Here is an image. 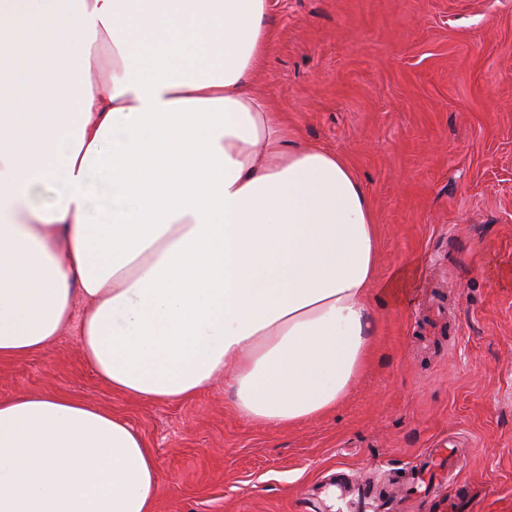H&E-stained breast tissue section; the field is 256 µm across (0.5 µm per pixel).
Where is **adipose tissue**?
Segmentation results:
<instances>
[{
    "mask_svg": "<svg viewBox=\"0 0 512 512\" xmlns=\"http://www.w3.org/2000/svg\"><path fill=\"white\" fill-rule=\"evenodd\" d=\"M268 9L0 0V359L75 323L86 361L130 397L185 400L220 376L242 419L283 426L347 396L370 298L398 282L376 275L378 226L352 167L289 141L252 88ZM97 182L109 203L91 223ZM159 483L111 412L0 401V512H153Z\"/></svg>",
    "mask_w": 512,
    "mask_h": 512,
    "instance_id": "ef3b65f1",
    "label": "adipose tissue"
}]
</instances>
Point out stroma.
I'll return each instance as SVG.
<instances>
[{"instance_id": "stroma-1", "label": "stroma", "mask_w": 512, "mask_h": 512, "mask_svg": "<svg viewBox=\"0 0 512 512\" xmlns=\"http://www.w3.org/2000/svg\"><path fill=\"white\" fill-rule=\"evenodd\" d=\"M253 88L288 132L340 154L379 228L372 354L333 412L245 422L214 380L178 402L112 391L76 330L0 361V400L62 395L126 420L153 455L155 512H326L335 474L380 482L370 512H512V0H269ZM430 493L413 474L447 441Z\"/></svg>"}]
</instances>
